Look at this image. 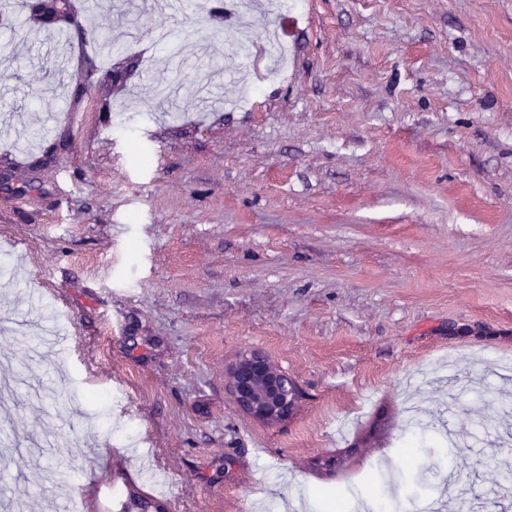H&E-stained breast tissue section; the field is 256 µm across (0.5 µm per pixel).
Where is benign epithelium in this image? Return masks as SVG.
Returning <instances> with one entry per match:
<instances>
[{"label":"benign epithelium","instance_id":"1","mask_svg":"<svg viewBox=\"0 0 512 512\" xmlns=\"http://www.w3.org/2000/svg\"><path fill=\"white\" fill-rule=\"evenodd\" d=\"M227 378L236 405L257 421L269 425L282 423L296 410V383L259 350L241 352L230 366Z\"/></svg>","mask_w":512,"mask_h":512}]
</instances>
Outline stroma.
<instances>
[{"instance_id": "35a3bbf8", "label": "stroma", "mask_w": 512, "mask_h": 512, "mask_svg": "<svg viewBox=\"0 0 512 512\" xmlns=\"http://www.w3.org/2000/svg\"><path fill=\"white\" fill-rule=\"evenodd\" d=\"M197 2L136 5L104 88L70 27L0 15V316L28 334L0 335V495L59 512L154 472L171 512L401 501L413 420L427 502L512 512V0H253L247 39ZM248 349L299 387L279 425L229 391Z\"/></svg>"}]
</instances>
